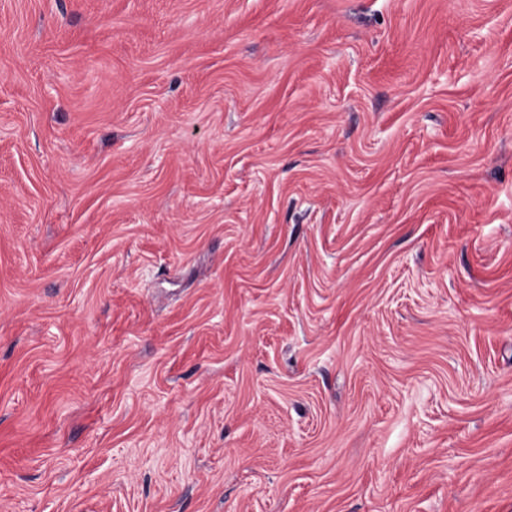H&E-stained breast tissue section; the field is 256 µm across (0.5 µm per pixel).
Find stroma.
<instances>
[{
  "label": "stroma",
  "instance_id": "stroma-1",
  "mask_svg": "<svg viewBox=\"0 0 512 512\" xmlns=\"http://www.w3.org/2000/svg\"><path fill=\"white\" fill-rule=\"evenodd\" d=\"M0 512H512V0H0Z\"/></svg>",
  "mask_w": 512,
  "mask_h": 512
}]
</instances>
